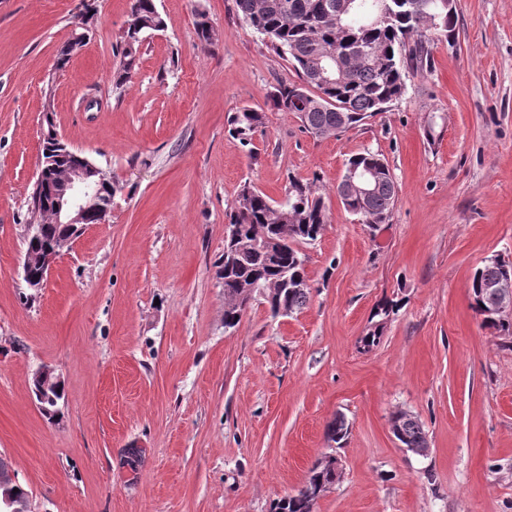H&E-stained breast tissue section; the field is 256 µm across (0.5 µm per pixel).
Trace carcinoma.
<instances>
[{
    "instance_id": "carcinoma-1",
    "label": "carcinoma",
    "mask_w": 512,
    "mask_h": 512,
    "mask_svg": "<svg viewBox=\"0 0 512 512\" xmlns=\"http://www.w3.org/2000/svg\"><path fill=\"white\" fill-rule=\"evenodd\" d=\"M342 0H235L237 17L258 33L267 47L291 61L295 81H281L272 95L273 106L292 112L304 130L314 137L331 129L343 132L387 111L406 92L407 74L428 62V44L433 39L455 38L457 5L448 0H350L351 9L340 13ZM199 41L207 46L219 33L203 12L195 22ZM163 30L155 0H132L130 20L120 42V61L112 72L113 88L128 83L137 66V54L147 32ZM264 124L262 110L245 107L228 120V133L243 145ZM381 169L374 193L368 198L341 195L346 210L360 216L364 224H382L396 197L393 174L379 153L365 151L351 157L346 169ZM52 192L31 188L29 206L43 227L42 236L26 243L35 251L52 246L64 231L52 223ZM329 223L328 209L312 186L290 180L282 201L277 202L244 183L229 213V224L238 226L235 261L224 269V331L239 326L243 311L238 296L243 285L253 281L277 283L283 277H307L305 258L299 245L314 241ZM502 274L500 265H484L471 280L472 304L481 314L484 297L481 282ZM307 288H277L264 299L271 316L284 308L292 314L309 300ZM396 309L386 302L375 311L380 322L359 343L370 348L379 343L383 321ZM397 440L406 451L424 456L429 450L422 423L406 411L391 416ZM328 441L342 444L349 435V423L338 415L325 432ZM340 476L318 461L312 465L303 485L294 494L276 499L271 512H314L320 494ZM8 494L19 512H32L28 490L18 482L0 486V499Z\"/></svg>"
}]
</instances>
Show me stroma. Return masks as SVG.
<instances>
[{"label": "stroma", "instance_id": "obj_1", "mask_svg": "<svg viewBox=\"0 0 512 512\" xmlns=\"http://www.w3.org/2000/svg\"><path fill=\"white\" fill-rule=\"evenodd\" d=\"M155 4L164 29L116 91L131 0H0V456L32 512H270L339 414L343 473L315 512H512V338L482 327L469 288L487 260L512 261V0H457L455 42L432 41L405 95L322 139L273 108L296 73L234 0ZM200 11L220 33L206 48ZM48 99L63 141L119 189L34 293L18 270ZM244 107L265 113L248 148L227 124ZM367 150L397 187L382 224L336 196ZM292 177L329 210L301 247L309 301L277 318L256 301L225 332L236 194L248 182L278 201ZM42 366L63 385L55 418L30 389ZM397 410L423 424L427 456L400 447ZM395 309V304L389 302H385L383 305H381V307L377 308L373 317H380V320L374 325V329H370L365 336L360 338L359 343L363 349L370 348L379 343L381 329L383 328L384 323L382 321L386 320L391 315V313H394Z\"/></svg>", "mask_w": 512, "mask_h": 512}]
</instances>
